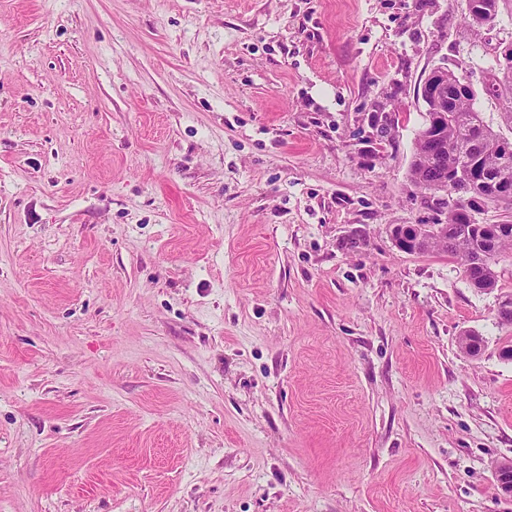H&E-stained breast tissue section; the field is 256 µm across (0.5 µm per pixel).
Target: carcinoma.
Masks as SVG:
<instances>
[{
  "mask_svg": "<svg viewBox=\"0 0 512 512\" xmlns=\"http://www.w3.org/2000/svg\"><path fill=\"white\" fill-rule=\"evenodd\" d=\"M467 19L475 27L491 23L497 16L500 0H469ZM494 95H512V69H501L489 86ZM474 92L458 100L448 119L438 129L439 144L433 146L424 135H417L409 173L412 180L424 191V202L434 200L435 185L447 173L460 165L480 159L478 178L483 187L478 193L459 190L452 202H441L447 209L448 237L433 242L432 251H443L460 260L476 254L480 264L465 271L472 285L481 291L497 287L498 260L512 250V220L493 223L471 219L473 209L502 208L512 210V198L504 199L494 191L512 188V163L502 164L504 135L487 123L473 124L475 109Z\"/></svg>",
  "mask_w": 512,
  "mask_h": 512,
  "instance_id": "obj_1",
  "label": "carcinoma"
}]
</instances>
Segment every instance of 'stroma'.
<instances>
[{"instance_id":"stroma-1","label":"stroma","mask_w":512,"mask_h":512,"mask_svg":"<svg viewBox=\"0 0 512 512\" xmlns=\"http://www.w3.org/2000/svg\"><path fill=\"white\" fill-rule=\"evenodd\" d=\"M510 43L512 0H0V512H512V258L392 241L445 220L426 75L506 129ZM470 10L467 19L472 26L483 27L497 16L500 0H468Z\"/></svg>"}]
</instances>
